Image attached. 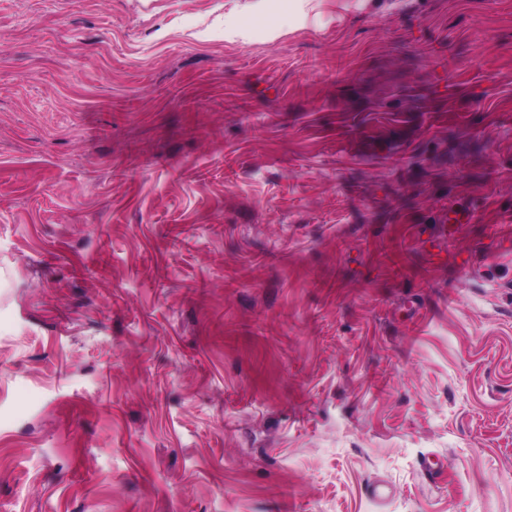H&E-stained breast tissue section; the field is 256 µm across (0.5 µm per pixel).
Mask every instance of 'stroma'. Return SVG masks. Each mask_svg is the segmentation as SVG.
I'll return each mask as SVG.
<instances>
[{
  "label": "stroma",
  "instance_id": "stroma-1",
  "mask_svg": "<svg viewBox=\"0 0 512 512\" xmlns=\"http://www.w3.org/2000/svg\"><path fill=\"white\" fill-rule=\"evenodd\" d=\"M0 45V512H512V0Z\"/></svg>",
  "mask_w": 512,
  "mask_h": 512
}]
</instances>
